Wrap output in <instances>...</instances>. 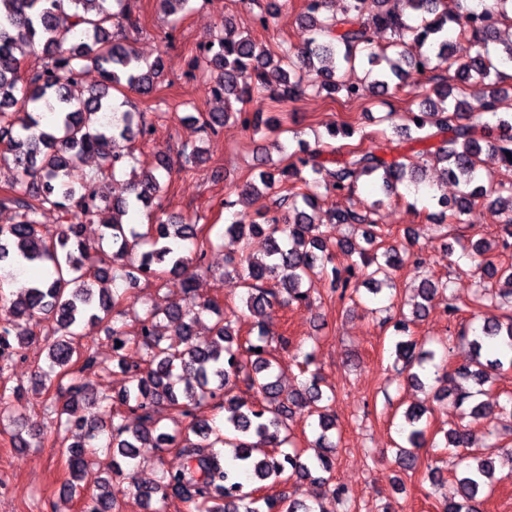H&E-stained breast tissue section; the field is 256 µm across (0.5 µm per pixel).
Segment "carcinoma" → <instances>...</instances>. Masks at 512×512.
<instances>
[{"mask_svg":"<svg viewBox=\"0 0 512 512\" xmlns=\"http://www.w3.org/2000/svg\"><path fill=\"white\" fill-rule=\"evenodd\" d=\"M106 0H0V162L12 167L17 177L0 195V213L10 221L0 224V262L44 269L45 276L34 281L25 293L8 299L7 322L0 324V357L13 348L16 339L23 348L35 340V328L48 322L51 342L47 345L48 371L39 373L38 387L45 395L44 409L55 415L56 439L65 448L70 479L68 495L81 496L87 467L86 449L106 433L112 451V476L102 480L99 493L84 501V512H116L118 493L114 480L128 477L139 497L150 504L176 498L188 512H317L318 501L307 502L285 492L256 496L259 490H274L293 479L306 480L348 505L345 490L331 484L335 465L336 417L321 387L320 376L312 372L297 388L284 392L279 361L267 357L268 337L258 326L257 341L241 340L235 321L224 315V305L199 300L193 286L175 282L183 266L204 259L212 244L210 229L191 219L172 221L158 215L148 217L144 231L123 223L122 217L138 205L145 207L167 191L174 165L197 167L205 162L200 145H184L172 159L165 152L156 155V165L142 171L130 183V198L110 200L100 190L108 175L125 170L134 159L131 144L150 134L145 112L113 92L132 90L143 97L154 95L163 80L164 63L158 56L141 62L126 43L122 31L137 27L128 18L122 0H113L118 10L103 6ZM165 15L172 17L188 10L190 0H158ZM381 9L365 16L366 0H303L301 23L312 32L302 46L281 47L273 54L247 32H237L232 19H224L223 31L200 46L193 67L209 75L212 94L224 100L222 112H200L189 119L205 133L216 134L234 119L255 134L269 128L264 112L246 105L266 96L274 102L294 101L306 92L301 71L315 75L317 89L330 97L341 93L347 99L384 95L390 87L400 88L405 66L437 70L433 60L445 64V73L428 78L425 90L416 93L418 110L408 108L409 123L403 114L390 111L381 117L392 131L416 143L441 138L436 150L445 163L441 179L461 186L453 202L437 198L441 218L462 222L481 201L493 198L504 214V230L509 247L512 238V183L496 181L480 170L481 155L497 152L503 165L512 169V101L498 88L500 66L512 62V32L503 43V55L495 60L486 45L502 35V27L512 29V0H479L475 7H457L450 13L447 0H408L413 18L384 8L389 0H375ZM390 35L387 45H375V34ZM23 44L37 53V62L21 76V61L15 54ZM370 68L357 83H347L338 75L342 69L362 59ZM95 69L101 82L83 88L82 75ZM298 162L282 164L261 153L260 184L245 183L240 195H269L273 211L284 213L264 217L263 223H246V218L224 225V233L245 242L263 234L268 250L258 257L242 246L226 258L225 274L243 289L242 301L248 311L260 315L275 303L308 305L318 276L331 274V288L341 295L358 292V280L372 286L392 284L394 276L408 261L425 264L395 245H386L379 225L371 218L382 204L375 199L363 209H337L329 219L335 224L366 226L369 245L357 253L344 271L328 268L335 245L316 224L315 196L297 192L301 184H320L336 191H353L362 177L389 193L402 185H418L417 172L398 159L388 160L373 149L352 150L340 159H326L321 146L298 141ZM88 155L99 160L98 168L79 181L72 173ZM76 213H71V208ZM46 208H56L73 219L52 231L39 222ZM109 209L112 220L104 225L112 238V254L95 250L83 238L81 218H90ZM493 247L478 240L463 249L462 257L480 272L478 289L466 304L450 294L447 312L457 315L471 309L506 308L502 317H485L482 324L461 331L456 339L469 345L471 356L450 365L446 357L425 347L410 335V325L424 318L428 303L437 294L450 290L448 282L425 278L417 288L418 300L410 303L411 316L399 309L394 322L396 338L391 355L402 363L407 381L423 387V376L433 375L438 384L436 398L454 396L469 416L486 420V443L476 445L475 434L463 427L443 431L445 447L471 458L455 475L444 497V512H477L480 494L492 489L495 453L500 449V431L512 428V398L492 408L479 400L492 390L504 368H512V264L492 259ZM122 280L134 288L140 281L162 286L178 284L182 298L163 310L147 308L135 313L137 361L128 360L130 339L116 317L124 294L114 290ZM276 281L277 287L266 283ZM214 316L211 339L201 344L193 337V327L201 314ZM166 320L176 343H163L160 320ZM86 323L108 324L111 355L98 358L81 329ZM118 369L126 382L111 394H102L97 403L112 408L110 425L87 412L86 388L81 375L88 366ZM20 389L0 388V407L17 411L22 407ZM167 403L177 410L172 425L155 416V405ZM306 408L316 417L318 434L305 455L297 448L288 421L297 408ZM226 412L224 428L212 425L208 412ZM428 409L413 405L403 412L404 424L395 443L397 465L409 471L418 462L417 450L425 443ZM189 423L182 424V419ZM233 451L225 458L224 448ZM163 448H177L184 456L181 468L156 470L151 480L137 478L140 458Z\"/></svg>","mask_w":512,"mask_h":512,"instance_id":"carcinoma-1","label":"carcinoma"}]
</instances>
